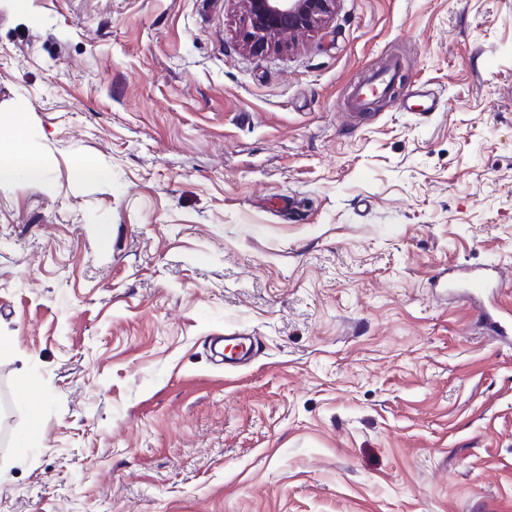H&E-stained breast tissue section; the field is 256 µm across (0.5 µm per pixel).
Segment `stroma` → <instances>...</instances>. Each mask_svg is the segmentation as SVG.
I'll return each instance as SVG.
<instances>
[{"label":"stroma","mask_w":512,"mask_h":512,"mask_svg":"<svg viewBox=\"0 0 512 512\" xmlns=\"http://www.w3.org/2000/svg\"><path fill=\"white\" fill-rule=\"evenodd\" d=\"M243 17L0 0V156L43 165L0 184V512H512V343L460 279L512 308V0H337L267 53ZM400 65L401 62L398 58H392L386 65L368 73L362 81L351 89L345 99V108L352 111L346 113L351 117L366 113L370 97L387 93L391 89L393 81L397 78Z\"/></svg>","instance_id":"obj_1"}]
</instances>
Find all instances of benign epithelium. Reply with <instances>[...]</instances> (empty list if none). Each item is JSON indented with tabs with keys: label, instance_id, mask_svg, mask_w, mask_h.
Here are the masks:
<instances>
[{
	"label": "benign epithelium",
	"instance_id": "7a95c632",
	"mask_svg": "<svg viewBox=\"0 0 512 512\" xmlns=\"http://www.w3.org/2000/svg\"><path fill=\"white\" fill-rule=\"evenodd\" d=\"M242 45L256 52L275 51L296 35L310 31L332 13L336 0H240Z\"/></svg>",
	"mask_w": 512,
	"mask_h": 512
}]
</instances>
